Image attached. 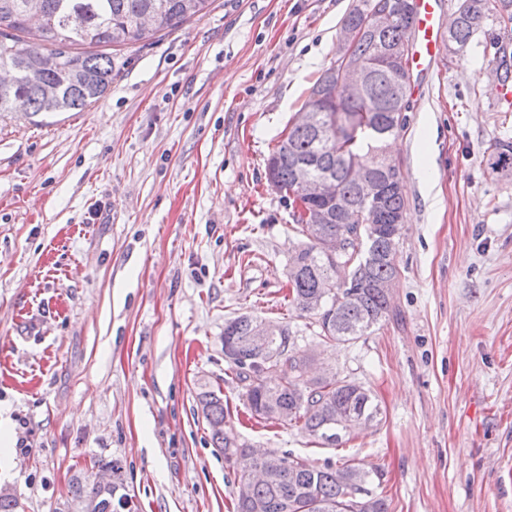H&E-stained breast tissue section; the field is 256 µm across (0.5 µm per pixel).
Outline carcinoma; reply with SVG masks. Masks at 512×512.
I'll return each mask as SVG.
<instances>
[{
    "mask_svg": "<svg viewBox=\"0 0 512 512\" xmlns=\"http://www.w3.org/2000/svg\"><path fill=\"white\" fill-rule=\"evenodd\" d=\"M210 0H0V66L19 72L17 82L0 85V113L11 112L18 101L33 113L80 112L99 100L112 84V56L101 47L135 45L164 29H174L201 14ZM406 0H360L347 14L344 27L360 36L352 54L370 59L380 47L411 42L413 8ZM448 27V52L458 54L474 36L483 34L493 50L491 63L500 85L512 83V52L494 23L512 21V0H463ZM383 4L393 20L382 28L370 18ZM36 17V33L27 21ZM337 68L329 67L310 90L304 109L311 124L295 123L267 158L266 174L289 200L296 232L306 239L288 260L290 304L301 313L318 316V336L325 344L355 342L394 316L391 294L384 285L398 275L397 245L401 234L393 224L404 222L406 200L401 185L391 180L384 162L388 139L402 132L410 111V82L400 81L394 65H374L361 93L347 95L338 87ZM309 164L311 178L329 177L346 209L336 211L333 199H311L295 176V166ZM490 169L512 173V141L498 140L488 159ZM382 185L379 202L360 195V172ZM324 212V224H311L307 214ZM345 240L343 253L332 257L318 244L322 236ZM261 319L241 315L225 321L224 345L235 349L230 362L245 389L250 410L268 422L294 424L317 443L337 448L362 421H377L381 405L362 384L332 374L306 379L310 357L301 351L287 324L270 337L268 354L248 350ZM199 404L210 428L214 447L224 462L237 470V460L249 452L226 426L224 397L203 391ZM262 464L273 474L250 483L239 473L247 493H237L236 512H388L384 498L366 487L369 473L358 464L320 465L290 452L269 451ZM103 469L113 482L101 487L78 481L72 500L92 504V512H117L128 506L120 492V466Z\"/></svg>",
    "mask_w": 512,
    "mask_h": 512,
    "instance_id": "cac0c4a2",
    "label": "carcinoma"
}]
</instances>
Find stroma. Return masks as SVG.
Returning <instances> with one entry per match:
<instances>
[{"label":"stroma","mask_w":512,"mask_h":512,"mask_svg":"<svg viewBox=\"0 0 512 512\" xmlns=\"http://www.w3.org/2000/svg\"><path fill=\"white\" fill-rule=\"evenodd\" d=\"M358 2L213 0L112 47V87L84 110L0 113V487L19 512H65L72 479L109 461L131 512H233L205 390L255 450L362 463L389 512H512V175L487 163L512 105L483 80V38L408 90L394 319L327 347L288 306L301 237L266 160ZM241 314L289 323L381 421L326 448L251 418L224 359Z\"/></svg>","instance_id":"35a3bbf8"}]
</instances>
